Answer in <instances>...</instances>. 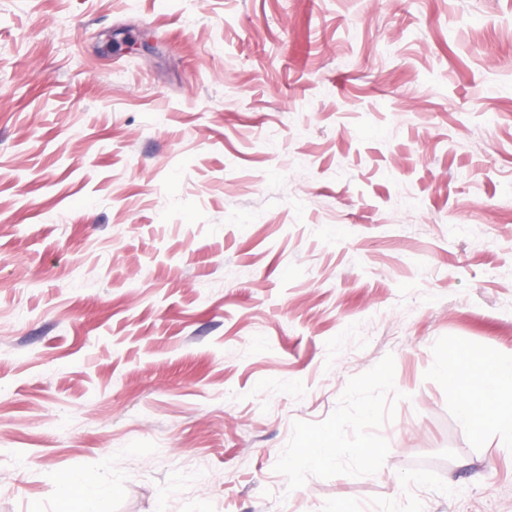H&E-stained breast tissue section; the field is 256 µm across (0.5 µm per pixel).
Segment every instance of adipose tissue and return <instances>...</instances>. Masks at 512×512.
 Here are the masks:
<instances>
[{"instance_id": "1", "label": "adipose tissue", "mask_w": 512, "mask_h": 512, "mask_svg": "<svg viewBox=\"0 0 512 512\" xmlns=\"http://www.w3.org/2000/svg\"><path fill=\"white\" fill-rule=\"evenodd\" d=\"M467 368L465 377L455 382L460 400V419L464 427L477 434H492L505 447L512 446V372L487 386L485 353L469 351L462 355Z\"/></svg>"}]
</instances>
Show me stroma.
I'll list each match as a JSON object with an SVG mask.
<instances>
[{
	"instance_id": "1",
	"label": "stroma",
	"mask_w": 512,
	"mask_h": 512,
	"mask_svg": "<svg viewBox=\"0 0 512 512\" xmlns=\"http://www.w3.org/2000/svg\"><path fill=\"white\" fill-rule=\"evenodd\" d=\"M452 350L512 370V0H0V512H512ZM327 448H316L319 461L324 465H339L361 468L365 465L364 452L354 446L337 430L326 434ZM64 497L77 496L84 503L85 512H96L95 506L102 494H112V486L105 484L84 486L80 483L64 482L61 487Z\"/></svg>"
}]
</instances>
